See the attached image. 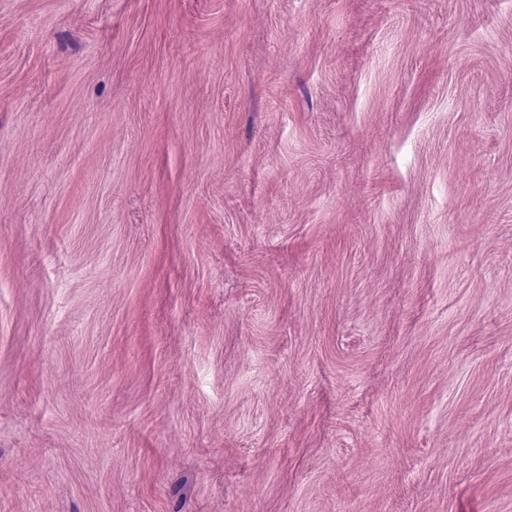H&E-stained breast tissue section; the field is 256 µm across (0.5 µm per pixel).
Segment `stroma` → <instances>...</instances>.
I'll return each instance as SVG.
<instances>
[{"instance_id": "35a3bbf8", "label": "stroma", "mask_w": 512, "mask_h": 512, "mask_svg": "<svg viewBox=\"0 0 512 512\" xmlns=\"http://www.w3.org/2000/svg\"><path fill=\"white\" fill-rule=\"evenodd\" d=\"M0 512H512V0H0Z\"/></svg>"}]
</instances>
